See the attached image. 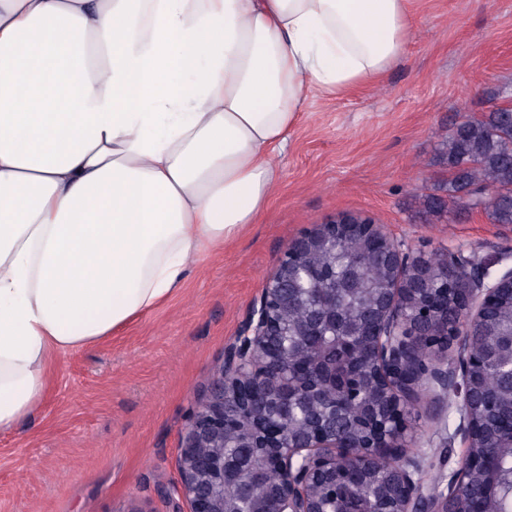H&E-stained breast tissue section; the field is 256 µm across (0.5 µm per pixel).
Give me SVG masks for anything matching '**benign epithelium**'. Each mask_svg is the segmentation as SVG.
<instances>
[{
	"label": "benign epithelium",
	"mask_w": 512,
	"mask_h": 512,
	"mask_svg": "<svg viewBox=\"0 0 512 512\" xmlns=\"http://www.w3.org/2000/svg\"><path fill=\"white\" fill-rule=\"evenodd\" d=\"M350 233L371 243L401 276L385 290L376 312L366 316V356L373 365L371 382L376 398L359 417L372 433L366 443L353 441L336 427V411L347 401L327 394L336 385L334 375L316 380L291 365L281 321L303 288L315 280L303 257L320 246L336 243ZM448 266L432 272L421 256L394 242L384 227L369 218L346 214L313 224L292 239L278 260L276 271L243 320L237 336L224 347L218 376L197 401L187 419L179 450L180 486L176 490L188 512H238L243 502L254 512H327L325 501L336 486L360 482L372 472V460L385 456L397 461L393 472L394 507L389 512H488L499 490L492 460L498 449L475 450L482 433L472 411L469 376L477 362L472 328L486 310L512 288V267L491 279L479 259L460 250ZM436 275L453 297L444 305L433 302L430 275ZM416 300L413 320L402 308ZM333 319L332 312L311 317L298 327L310 336ZM497 357L508 358L499 380L512 391V332L488 345ZM458 414L453 436L464 444L465 465L448 473L445 488H430L421 477L418 452L406 444L411 405L424 401L443 407L448 395ZM297 407L308 409L312 425L295 434L287 427ZM233 436L240 448H262L259 460L251 456L229 459L224 440Z\"/></svg>",
	"instance_id": "benign-epithelium-1"
}]
</instances>
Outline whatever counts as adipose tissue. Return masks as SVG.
I'll return each mask as SVG.
<instances>
[{
  "label": "adipose tissue",
  "mask_w": 512,
  "mask_h": 512,
  "mask_svg": "<svg viewBox=\"0 0 512 512\" xmlns=\"http://www.w3.org/2000/svg\"><path fill=\"white\" fill-rule=\"evenodd\" d=\"M411 2L0 0V432L257 222L307 98L380 82Z\"/></svg>",
  "instance_id": "obj_1"
}]
</instances>
